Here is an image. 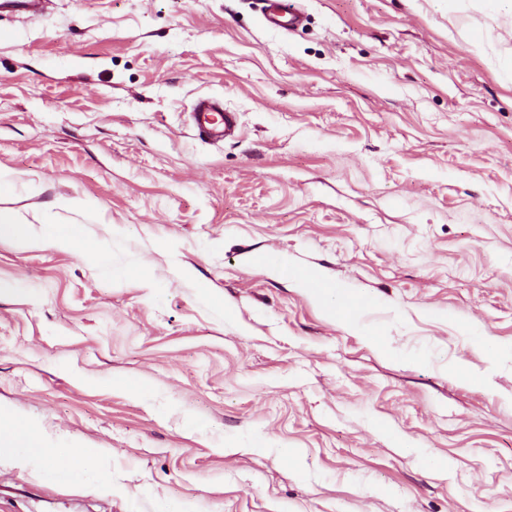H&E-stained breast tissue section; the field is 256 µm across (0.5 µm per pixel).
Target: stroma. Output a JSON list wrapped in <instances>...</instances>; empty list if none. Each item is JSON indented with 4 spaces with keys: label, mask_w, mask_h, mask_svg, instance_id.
Masks as SVG:
<instances>
[{
    "label": "stroma",
    "mask_w": 512,
    "mask_h": 512,
    "mask_svg": "<svg viewBox=\"0 0 512 512\" xmlns=\"http://www.w3.org/2000/svg\"><path fill=\"white\" fill-rule=\"evenodd\" d=\"M303 5L0 9V210L110 259L0 242V409L60 451L0 512H512V0ZM265 25L291 32L302 25L305 14L298 0H256ZM191 120L199 135L215 143L233 137L237 127L235 114L224 110V104L214 97L198 99L191 112ZM300 283L313 290L314 294L318 296L327 306L329 312L336 315L340 309L338 306L343 305L347 296H351L345 292L344 288L329 285L322 281L316 274H305L298 276ZM314 285H320L322 288H314Z\"/></svg>",
    "instance_id": "obj_1"
}]
</instances>
